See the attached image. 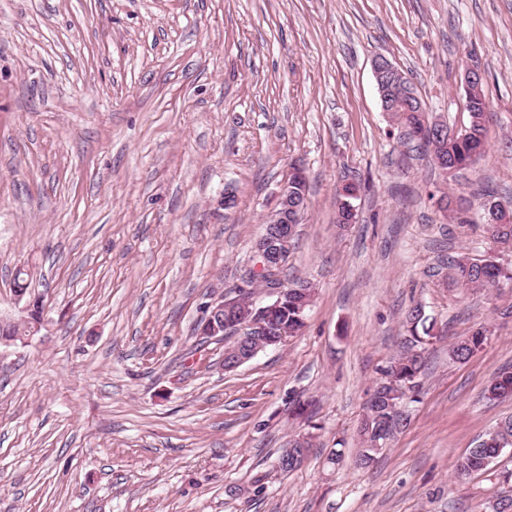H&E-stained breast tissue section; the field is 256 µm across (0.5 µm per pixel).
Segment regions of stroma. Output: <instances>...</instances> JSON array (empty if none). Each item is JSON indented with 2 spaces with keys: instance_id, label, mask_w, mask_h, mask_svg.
Wrapping results in <instances>:
<instances>
[{
  "instance_id": "obj_1",
  "label": "stroma",
  "mask_w": 512,
  "mask_h": 512,
  "mask_svg": "<svg viewBox=\"0 0 512 512\" xmlns=\"http://www.w3.org/2000/svg\"><path fill=\"white\" fill-rule=\"evenodd\" d=\"M379 56L452 130L462 65L481 70L473 171L444 179L401 144ZM297 162L309 207L285 275L315 287L306 326L225 370L232 338L197 324L254 267ZM483 193L512 200V0H0V324L26 316L19 278L44 311L0 345V512H493L512 448L455 471L512 415L485 397L512 367V285L467 293L447 267L512 266ZM418 304L443 336L407 426L358 467V422ZM477 323L487 342L453 361ZM302 433L306 460L280 473ZM396 72L394 65L384 57H379L374 62V74L378 92L380 95L383 112H394L391 100V87L389 79Z\"/></svg>"
}]
</instances>
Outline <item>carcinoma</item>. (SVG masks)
<instances>
[{"label": "carcinoma", "instance_id": "carcinoma-1", "mask_svg": "<svg viewBox=\"0 0 512 512\" xmlns=\"http://www.w3.org/2000/svg\"><path fill=\"white\" fill-rule=\"evenodd\" d=\"M399 112L395 113L405 129L408 142L415 143L417 149L431 157L434 168L448 169V174L459 176L483 157L486 152V112L487 102L484 87L470 96H465V109L469 114V124L456 137L448 139V147L442 148L430 138L432 122L426 117L425 107L416 89L406 76H401L397 86ZM485 231L489 238L502 245L512 244V204H496L492 209H484ZM452 282L465 291H478L494 288L504 281L512 282V268L491 259H473L460 255L450 262ZM306 312L299 311L294 300L288 301V310L275 313L278 329L288 331V335L298 334L304 327L301 318ZM436 320L421 311L420 306L411 308L405 315L403 327L407 339L398 358L383 369V373L396 375V385L400 388L412 378L420 377L424 367L426 345L435 338ZM482 324L459 337L451 347V355L457 362H465L479 351L487 341ZM387 403L374 394L367 403L366 411L360 421L358 433L361 448L357 454V465L367 467L377 454L375 441L381 439V431L387 426ZM512 448V416L501 420L493 430L480 438L459 462L457 472L460 476L485 472L491 468L500 455V449Z\"/></svg>", "mask_w": 512, "mask_h": 512}]
</instances>
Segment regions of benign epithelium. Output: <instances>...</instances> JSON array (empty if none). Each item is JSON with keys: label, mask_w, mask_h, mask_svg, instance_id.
<instances>
[{"label": "benign epithelium", "mask_w": 512, "mask_h": 512, "mask_svg": "<svg viewBox=\"0 0 512 512\" xmlns=\"http://www.w3.org/2000/svg\"><path fill=\"white\" fill-rule=\"evenodd\" d=\"M396 72L394 65L384 57L374 62V74L382 109L394 111L391 100L389 79ZM306 202L300 200L294 190L283 187L279 209L271 216L264 233L255 244L256 263L250 279L237 286L232 297L221 296L211 302L200 320V333L205 336L224 337L230 332L242 336V348L236 349L231 356L224 358L228 369H234L253 358L259 351L272 345L282 343L287 334L277 330L273 312L288 303V290L280 286L276 279L288 262L289 241L294 232V225L299 223ZM263 279L269 282L266 294L270 301L262 306L252 305L249 313L243 314L238 309L242 295L250 292V281Z\"/></svg>", "instance_id": "benign-epithelium-1"}]
</instances>
